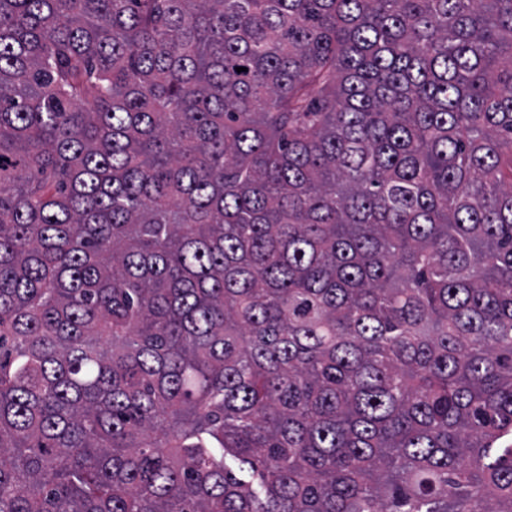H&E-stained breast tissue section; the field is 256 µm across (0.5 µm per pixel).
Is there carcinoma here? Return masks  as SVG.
<instances>
[{
	"mask_svg": "<svg viewBox=\"0 0 512 512\" xmlns=\"http://www.w3.org/2000/svg\"><path fill=\"white\" fill-rule=\"evenodd\" d=\"M0 512H512V0H0Z\"/></svg>",
	"mask_w": 512,
	"mask_h": 512,
	"instance_id": "cac0c4a2",
	"label": "carcinoma"
}]
</instances>
